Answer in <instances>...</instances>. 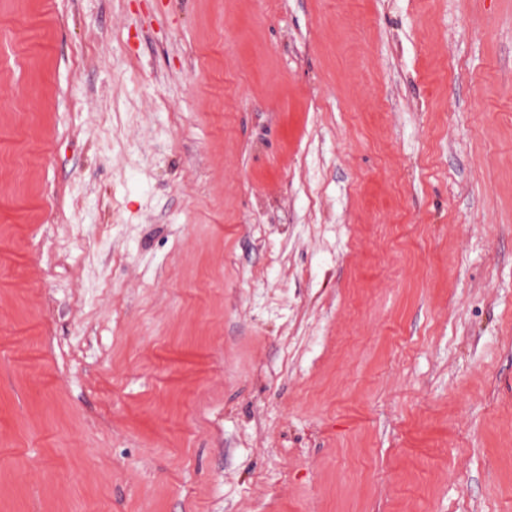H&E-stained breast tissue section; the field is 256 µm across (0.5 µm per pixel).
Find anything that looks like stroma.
<instances>
[{"label":"stroma","instance_id":"1","mask_svg":"<svg viewBox=\"0 0 512 512\" xmlns=\"http://www.w3.org/2000/svg\"><path fill=\"white\" fill-rule=\"evenodd\" d=\"M0 512H512V0H0Z\"/></svg>","mask_w":512,"mask_h":512}]
</instances>
